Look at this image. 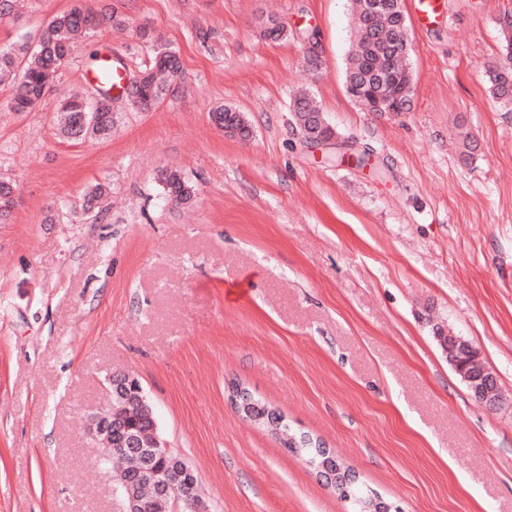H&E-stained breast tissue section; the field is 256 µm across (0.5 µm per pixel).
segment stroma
Instances as JSON below:
<instances>
[{
	"label": "stroma",
	"mask_w": 512,
	"mask_h": 512,
	"mask_svg": "<svg viewBox=\"0 0 512 512\" xmlns=\"http://www.w3.org/2000/svg\"><path fill=\"white\" fill-rule=\"evenodd\" d=\"M80 1L127 28L91 34L34 111H10L0 85L16 197L0 223V512H124L88 433L105 376L123 373L210 512H349L239 416L234 382L401 512H512V109L487 73L512 0H448L430 28L403 0L413 97L398 114L346 90L353 0H26L0 18V47ZM270 18L288 39H264ZM141 26L178 52L177 93L122 107L109 138H60L61 101L97 96L92 51L131 75L148 63ZM304 90L370 166L304 143ZM221 105L248 136L214 123ZM165 167L192 206L166 201ZM98 182L112 192L85 210ZM442 334L479 349L504 404L472 397ZM159 182L169 202L174 205H189L194 201L195 188L185 176L176 169L166 168L159 174Z\"/></svg>",
	"instance_id": "1"
}]
</instances>
